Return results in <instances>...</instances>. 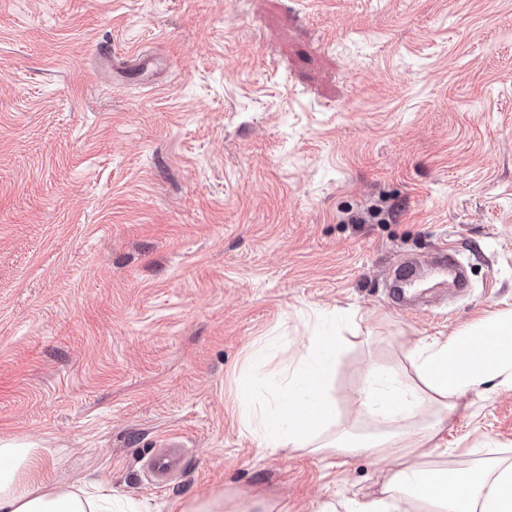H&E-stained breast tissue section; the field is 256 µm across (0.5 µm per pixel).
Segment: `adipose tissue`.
<instances>
[{"label":"adipose tissue","instance_id":"1","mask_svg":"<svg viewBox=\"0 0 512 512\" xmlns=\"http://www.w3.org/2000/svg\"><path fill=\"white\" fill-rule=\"evenodd\" d=\"M341 339L308 337L297 366L278 382V412L248 407L246 424L263 447L310 448L319 453L391 458L378 494L342 505L325 501L316 512H512V457L472 449L467 466L448 462L433 443L467 391L500 380L512 387V313L445 340H424L407 354L411 373L369 364L355 394L368 434L339 428L329 392ZM34 444L0 441V512H147L116 496H87L79 487L35 477Z\"/></svg>","mask_w":512,"mask_h":512}]
</instances>
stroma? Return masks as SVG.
Masks as SVG:
<instances>
[{
  "mask_svg": "<svg viewBox=\"0 0 512 512\" xmlns=\"http://www.w3.org/2000/svg\"><path fill=\"white\" fill-rule=\"evenodd\" d=\"M444 244L468 294L394 307L390 271ZM510 311L512 0H0V439L40 479L150 512L369 496L384 463L258 447L240 390L272 403L307 336L343 337L361 433L366 363ZM457 404L449 461L512 452V389ZM181 444L176 437L165 441V448H160L151 462V470L158 480L166 479L181 461Z\"/></svg>",
  "mask_w": 512,
  "mask_h": 512,
  "instance_id": "obj_1",
  "label": "stroma"
}]
</instances>
